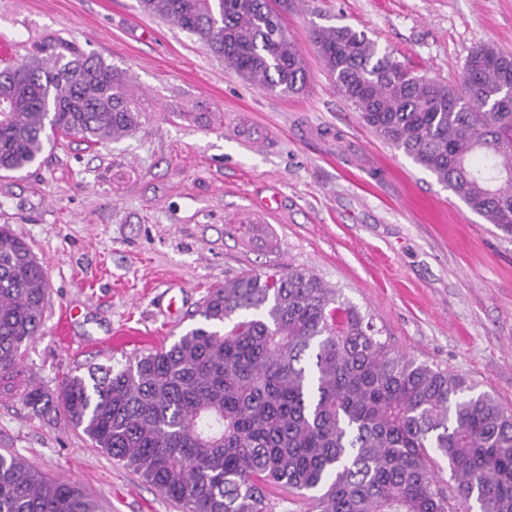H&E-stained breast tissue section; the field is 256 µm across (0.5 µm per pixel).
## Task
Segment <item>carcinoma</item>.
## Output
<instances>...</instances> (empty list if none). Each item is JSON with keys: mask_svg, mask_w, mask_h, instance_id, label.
Returning <instances> with one entry per match:
<instances>
[{"mask_svg": "<svg viewBox=\"0 0 512 512\" xmlns=\"http://www.w3.org/2000/svg\"><path fill=\"white\" fill-rule=\"evenodd\" d=\"M253 86L296 94L303 51L289 0H139ZM324 68L363 124L512 236V55L474 49L456 85L415 75L365 32L318 27ZM122 75L48 35L0 72V172L58 137L89 146L140 124ZM48 278L0 225V394L52 412L139 473L181 512H268L277 485L309 512H512V411L397 351L315 274L253 272L211 289L204 323L56 391L17 383L41 331ZM448 465L449 497L440 487ZM0 512H100L80 487L0 453Z\"/></svg>", "mask_w": 512, "mask_h": 512, "instance_id": "1", "label": "carcinoma"}]
</instances>
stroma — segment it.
I'll use <instances>...</instances> for the list:
<instances>
[{
	"label": "stroma",
	"instance_id": "obj_1",
	"mask_svg": "<svg viewBox=\"0 0 512 512\" xmlns=\"http://www.w3.org/2000/svg\"><path fill=\"white\" fill-rule=\"evenodd\" d=\"M284 25L308 71L292 96L248 85L138 0H0V37L22 53L50 33L75 41L126 76L142 114L119 140L67 139L0 176V225L49 281L24 373L57 389L171 345L202 324L224 279L299 268L399 351L512 409V237L365 126L312 42L315 26L348 25L413 73L454 84L476 47L512 54V0H292ZM63 309L74 317L62 336ZM5 451L80 485L102 512H180L82 432L10 396Z\"/></svg>",
	"mask_w": 512,
	"mask_h": 512
}]
</instances>
